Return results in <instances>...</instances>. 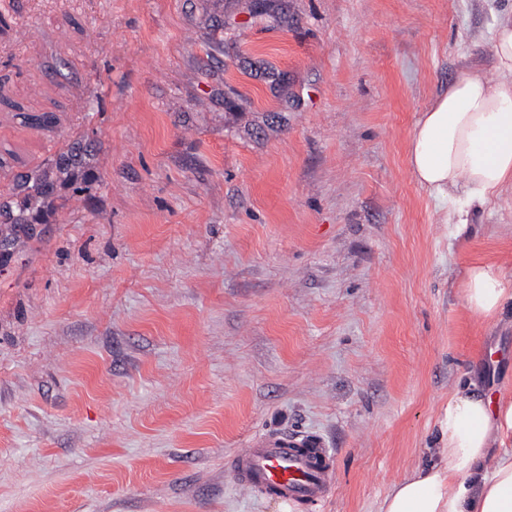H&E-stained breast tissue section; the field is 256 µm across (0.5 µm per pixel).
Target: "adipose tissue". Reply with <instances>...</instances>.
<instances>
[{"mask_svg": "<svg viewBox=\"0 0 512 512\" xmlns=\"http://www.w3.org/2000/svg\"><path fill=\"white\" fill-rule=\"evenodd\" d=\"M494 73L465 67L416 121L408 165L438 204L464 195L484 206L512 188V8L498 13L492 36ZM464 305L492 320L512 303V287L489 265L470 266ZM441 444L428 465L390 487L381 512H512V399L499 404L472 386L455 387L438 420Z\"/></svg>", "mask_w": 512, "mask_h": 512, "instance_id": "ef3b65f1", "label": "adipose tissue"}]
</instances>
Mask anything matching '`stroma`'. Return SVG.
Wrapping results in <instances>:
<instances>
[{"instance_id":"stroma-1","label":"stroma","mask_w":512,"mask_h":512,"mask_svg":"<svg viewBox=\"0 0 512 512\" xmlns=\"http://www.w3.org/2000/svg\"><path fill=\"white\" fill-rule=\"evenodd\" d=\"M512 0H0V512H379L457 384L512 398V190L465 232L411 175L416 120L492 70ZM52 116L50 125L36 116ZM318 436L317 509L241 494L256 436ZM32 178H27L22 184L18 185L20 192H24L20 203L17 205V212H15L12 206L6 202L1 205V208H8L12 213V224H27L29 218L35 213L38 214L41 211L42 203L48 198L46 187L50 185L46 179L35 178L31 183ZM12 210V211H11ZM464 305L477 320H492L512 303V289L490 265H472L463 281Z\"/></svg>"}]
</instances>
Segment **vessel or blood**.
<instances>
[{
	"mask_svg": "<svg viewBox=\"0 0 512 512\" xmlns=\"http://www.w3.org/2000/svg\"><path fill=\"white\" fill-rule=\"evenodd\" d=\"M330 452L312 435L256 437L232 463L236 487L245 492L272 493L286 502L305 500L321 505L333 481Z\"/></svg>",
	"mask_w": 512,
	"mask_h": 512,
	"instance_id": "1",
	"label": "vessel or blood"
}]
</instances>
